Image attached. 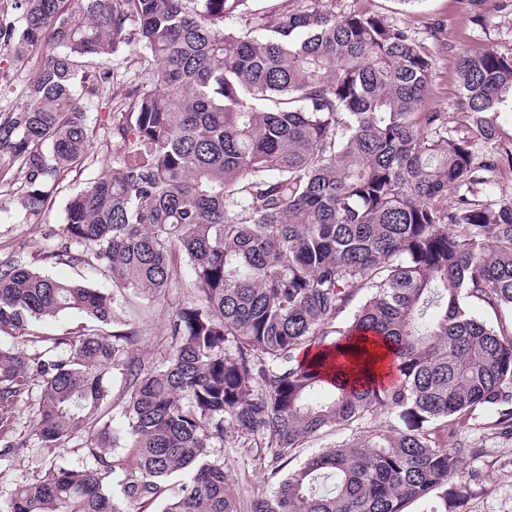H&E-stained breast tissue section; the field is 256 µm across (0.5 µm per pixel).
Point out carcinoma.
Here are the masks:
<instances>
[{"mask_svg":"<svg viewBox=\"0 0 512 512\" xmlns=\"http://www.w3.org/2000/svg\"><path fill=\"white\" fill-rule=\"evenodd\" d=\"M17 61L40 49L23 100L0 113V168L23 173L38 215L90 163L88 100L119 46L150 58L107 113L112 167L68 198L47 257L155 298L182 265L193 299L144 368L111 292L0 256V461L20 408L59 465L0 493V512H241L228 438L277 466L331 429L355 432L289 470L251 512H463L457 480L481 449L472 419L512 435V330L470 313L512 310V168L497 122L512 112V53L455 50L462 119L430 105L436 58L405 24L250 0H13ZM249 11L244 26L226 21ZM78 312L59 336L38 323ZM374 341L397 380L379 381ZM130 392L125 424L112 384ZM381 414L386 429L368 422Z\"/></svg>","mask_w":512,"mask_h":512,"instance_id":"1","label":"carcinoma"}]
</instances>
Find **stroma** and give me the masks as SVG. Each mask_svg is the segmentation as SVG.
Listing matches in <instances>:
<instances>
[{"label": "stroma", "mask_w": 512, "mask_h": 512, "mask_svg": "<svg viewBox=\"0 0 512 512\" xmlns=\"http://www.w3.org/2000/svg\"><path fill=\"white\" fill-rule=\"evenodd\" d=\"M336 12L359 10L386 16L404 23L421 40H428L433 29H442L453 48L480 50L492 47L500 52H512V10L502 8L500 0H332ZM481 14L482 24H474V14ZM451 52L438 55L432 85V105L442 112L456 111L457 73ZM148 66L137 46H124L115 54L110 69L112 81L100 85L92 104L100 113H107L120 103L129 76L141 73ZM34 75L33 68L16 65L7 52H0V107L15 106L23 98L26 83ZM116 148L105 132H98L91 153L93 162L79 173L70 175L53 194L47 209L38 216L26 215L18 205L24 182L23 174L13 169L0 171V255L23 252L38 256L37 267L43 273L61 279L77 278L79 271L69 263L41 259L49 250L55 235L65 222L68 197L89 185L112 164ZM189 269H182L165 296L147 300L131 294L115 292L114 309L122 323L140 332L134 349L136 359L152 364L163 354L166 346L165 327L173 312L192 297ZM35 406L23 407L18 414L15 436L23 440L25 450L11 459L4 484L17 483L33 474L47 470L52 463L76 459L80 440L70 448L48 452L41 448L32 432ZM469 438L482 453L478 459L467 461L465 470L478 471V482L465 484V512H512V436L491 429L486 419L471 421ZM231 469V488L240 501L242 512H250L255 500L270 496L282 478L271 463L258 457L255 449L239 447L228 441L219 450Z\"/></svg>", "instance_id": "obj_1"}]
</instances>
